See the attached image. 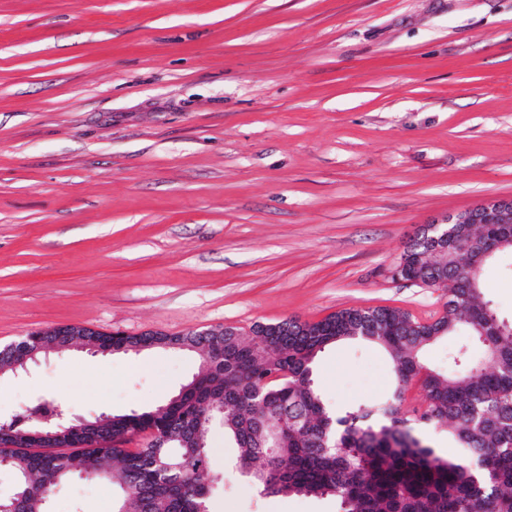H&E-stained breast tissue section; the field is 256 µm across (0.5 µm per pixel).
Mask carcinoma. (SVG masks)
<instances>
[{"mask_svg": "<svg viewBox=\"0 0 512 512\" xmlns=\"http://www.w3.org/2000/svg\"><path fill=\"white\" fill-rule=\"evenodd\" d=\"M448 256L427 240L412 241L397 265L399 278L442 290L447 301L432 321L390 307L343 308L320 320L256 323L247 339L237 328L206 336L144 332L125 345L153 341L163 348L206 353L203 371L165 403L111 415L89 440L85 428L54 417L38 403L27 415L0 420V461L13 472L12 493L0 497L10 512L15 496L33 486L23 512H46L43 492L74 472L112 474L120 489L115 512H207L212 484L210 449L199 447L215 426L238 448L240 467L267 496L332 497L340 512H512V322L485 298L483 248L512 251V228L448 226ZM465 336L444 372L428 366V345ZM86 341L112 343L87 327L62 325L32 332L28 344L45 353ZM339 341L382 348L393 363L390 395L373 405L332 410L314 383L319 353ZM480 348L474 353L470 345ZM417 386L423 401L407 405ZM224 407V416L213 408ZM460 448L454 459L425 443L430 427ZM36 432L58 435L55 448H31ZM142 440L138 448L127 444Z\"/></svg>", "mask_w": 512, "mask_h": 512, "instance_id": "carcinoma-1", "label": "carcinoma"}]
</instances>
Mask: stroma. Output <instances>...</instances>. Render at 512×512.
<instances>
[{
    "label": "stroma",
    "instance_id": "obj_1",
    "mask_svg": "<svg viewBox=\"0 0 512 512\" xmlns=\"http://www.w3.org/2000/svg\"><path fill=\"white\" fill-rule=\"evenodd\" d=\"M512 198V0H0V347L57 325L181 333L386 306L420 229ZM512 322V252L482 269ZM200 369L173 349L54 351L0 376V417L150 409ZM329 406L382 400L393 364L340 342ZM208 512H338L258 493L222 429ZM72 476L50 512H112Z\"/></svg>",
    "mask_w": 512,
    "mask_h": 512
}]
</instances>
